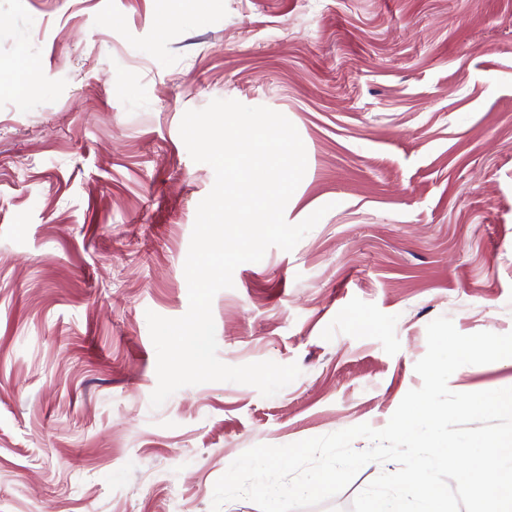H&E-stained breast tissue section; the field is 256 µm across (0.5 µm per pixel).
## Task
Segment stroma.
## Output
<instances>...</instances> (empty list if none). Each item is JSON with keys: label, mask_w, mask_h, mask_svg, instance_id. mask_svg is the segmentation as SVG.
Masks as SVG:
<instances>
[{"label": "stroma", "mask_w": 512, "mask_h": 512, "mask_svg": "<svg viewBox=\"0 0 512 512\" xmlns=\"http://www.w3.org/2000/svg\"><path fill=\"white\" fill-rule=\"evenodd\" d=\"M214 99L296 127L288 223L329 208L212 302L223 363L301 374L155 409L146 314L186 313L215 180L179 127ZM441 316L512 332V0H0V512H212L256 445L385 427ZM449 387H512V358Z\"/></svg>", "instance_id": "35a3bbf8"}]
</instances>
